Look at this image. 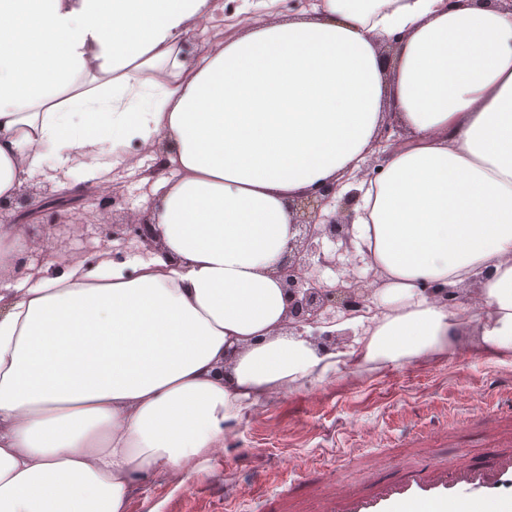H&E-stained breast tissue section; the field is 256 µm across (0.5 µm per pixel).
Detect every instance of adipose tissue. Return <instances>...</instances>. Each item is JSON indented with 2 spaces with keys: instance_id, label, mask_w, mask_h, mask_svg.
<instances>
[{
  "instance_id": "adipose-tissue-1",
  "label": "adipose tissue",
  "mask_w": 512,
  "mask_h": 512,
  "mask_svg": "<svg viewBox=\"0 0 512 512\" xmlns=\"http://www.w3.org/2000/svg\"><path fill=\"white\" fill-rule=\"evenodd\" d=\"M187 61L213 0H0V201L33 176L112 184L119 147L166 143L144 199L160 248L63 250L0 287V512H126L129 489L223 447L241 413L352 361L477 345L512 356V11L488 0H315ZM398 38L384 78L381 43ZM410 139L371 176L386 113ZM349 172L374 310L322 349L289 331L274 270L299 194ZM476 282L451 309L428 287Z\"/></svg>"
}]
</instances>
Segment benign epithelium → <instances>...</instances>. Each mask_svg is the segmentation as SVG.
<instances>
[{
    "label": "benign epithelium",
    "mask_w": 512,
    "mask_h": 512,
    "mask_svg": "<svg viewBox=\"0 0 512 512\" xmlns=\"http://www.w3.org/2000/svg\"><path fill=\"white\" fill-rule=\"evenodd\" d=\"M403 140L393 137L389 140L377 141L378 152L371 158V164L379 166L386 162L395 147ZM361 178V175L342 177L328 181L316 189L304 193L290 202L289 208L294 216L293 230L297 235L287 247L283 259L276 268L275 274L288 293V328L303 330V327L314 328V338L325 346L339 343L338 333L320 332L318 328L333 323L338 313L349 312L365 305V298L372 289L365 286V280L350 274L347 280L352 283L350 288H327L320 284L315 276L309 275L314 268L312 259H318L323 267L341 268L339 256L352 251L351 218H343L338 214L321 215L324 205L332 200L341 184ZM27 198L20 199L22 207L17 209L11 204L0 203V222L3 224H25L30 217V210L24 207ZM52 211V217L45 224L51 232V238L64 244L58 231L63 228L61 216L62 206L59 197L49 195L43 202V211ZM112 239L121 241V247L134 240L141 250L153 252L159 250L160 236L152 228V221L146 215L140 219L130 220L124 224L112 225ZM428 292L441 303L452 308L466 301L465 296L454 288H430Z\"/></svg>",
    "instance_id": "7a95c632"
}]
</instances>
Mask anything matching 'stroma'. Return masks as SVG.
<instances>
[{
	"instance_id": "1",
	"label": "stroma",
	"mask_w": 512,
	"mask_h": 512,
	"mask_svg": "<svg viewBox=\"0 0 512 512\" xmlns=\"http://www.w3.org/2000/svg\"><path fill=\"white\" fill-rule=\"evenodd\" d=\"M511 407V356L469 351L314 378L244 412L223 454L147 475L129 491L127 512H268L249 489L255 463L289 495L305 496L325 475L357 476L367 453L383 458L382 477H394L428 430L442 435L430 455L478 461L491 450L487 423ZM286 459L300 469L290 481L279 469Z\"/></svg>"
}]
</instances>
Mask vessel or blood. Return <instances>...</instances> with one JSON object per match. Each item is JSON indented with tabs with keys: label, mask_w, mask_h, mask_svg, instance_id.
Returning a JSON list of instances; mask_svg holds the SVG:
<instances>
[{
	"label": "vessel or blood",
	"mask_w": 512,
	"mask_h": 512,
	"mask_svg": "<svg viewBox=\"0 0 512 512\" xmlns=\"http://www.w3.org/2000/svg\"><path fill=\"white\" fill-rule=\"evenodd\" d=\"M490 431L495 446L484 460L429 457L385 480L376 457L362 483L325 478L322 492L300 505L307 512H512V433L497 424Z\"/></svg>",
	"instance_id": "1"
}]
</instances>
